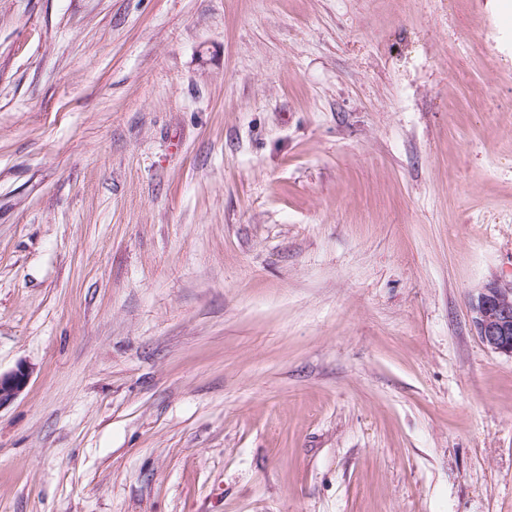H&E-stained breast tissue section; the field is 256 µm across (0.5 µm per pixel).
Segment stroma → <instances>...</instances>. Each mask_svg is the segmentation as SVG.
I'll return each mask as SVG.
<instances>
[{
	"instance_id": "stroma-1",
	"label": "stroma",
	"mask_w": 512,
	"mask_h": 512,
	"mask_svg": "<svg viewBox=\"0 0 512 512\" xmlns=\"http://www.w3.org/2000/svg\"><path fill=\"white\" fill-rule=\"evenodd\" d=\"M512 0H0V512H512ZM472 324L482 344L512 358V288L496 282L479 288L472 305ZM29 373L24 368L0 372V408L10 404L27 386Z\"/></svg>"
}]
</instances>
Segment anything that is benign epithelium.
Wrapping results in <instances>:
<instances>
[{
	"instance_id": "obj_1",
	"label": "benign epithelium",
	"mask_w": 512,
	"mask_h": 512,
	"mask_svg": "<svg viewBox=\"0 0 512 512\" xmlns=\"http://www.w3.org/2000/svg\"><path fill=\"white\" fill-rule=\"evenodd\" d=\"M472 324L482 344L512 358V288L496 282L479 289L472 305ZM29 373L17 368L0 373V408L11 403L27 386Z\"/></svg>"
}]
</instances>
